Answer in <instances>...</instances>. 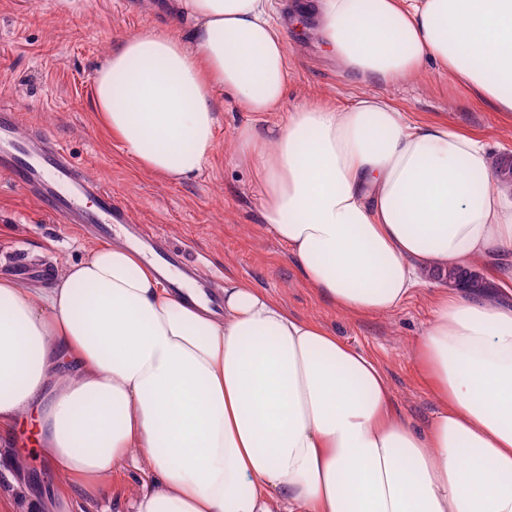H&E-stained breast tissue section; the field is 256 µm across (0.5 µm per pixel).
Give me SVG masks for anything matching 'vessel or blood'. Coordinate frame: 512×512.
Wrapping results in <instances>:
<instances>
[{"mask_svg": "<svg viewBox=\"0 0 512 512\" xmlns=\"http://www.w3.org/2000/svg\"><path fill=\"white\" fill-rule=\"evenodd\" d=\"M0 172L27 194L40 210L77 225L97 238L120 236L139 249L161 280L186 299L219 307L211 277L193 264L185 250L146 230L111 189L85 177L80 165L57 140L46 135L20 136L12 107L0 104Z\"/></svg>", "mask_w": 512, "mask_h": 512, "instance_id": "b4317fda", "label": "vessel or blood"}]
</instances>
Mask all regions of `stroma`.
Listing matches in <instances>:
<instances>
[{
    "label": "stroma",
    "mask_w": 512,
    "mask_h": 512,
    "mask_svg": "<svg viewBox=\"0 0 512 512\" xmlns=\"http://www.w3.org/2000/svg\"><path fill=\"white\" fill-rule=\"evenodd\" d=\"M167 0H139L128 13L114 0H0V99L15 103L23 129H42L62 142L85 174L112 188L139 222L184 244L216 279L250 282L280 299L293 315L316 320L347 343L374 357L384 368L399 413L429 421L436 403L420 380L411 346L429 320L426 291H418L388 317L349 319L307 288L282 244L260 219L253 173L224 151L235 129L250 121L231 95L219 106L220 123L208 164L196 178L171 183L146 174L101 127L93 105V80L112 48L148 28L188 35L191 21L170 17ZM289 81L284 111L321 96L346 105L359 89L325 53L310 18L285 30ZM394 103L413 118L452 116L462 128L497 143L512 158V127L496 112L475 104L461 86L434 70L390 90ZM75 225L42 214L34 201L0 174V277L15 276L8 261L24 252L36 273L19 277L33 288L51 287L64 264L79 261L93 247ZM30 444L0 442V493L34 490L41 512H69L56 493V477ZM27 463L14 469L10 460Z\"/></svg>",
    "instance_id": "1"
}]
</instances>
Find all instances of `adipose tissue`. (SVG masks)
Returning <instances> with one entry per match:
<instances>
[{
    "mask_svg": "<svg viewBox=\"0 0 512 512\" xmlns=\"http://www.w3.org/2000/svg\"><path fill=\"white\" fill-rule=\"evenodd\" d=\"M171 9L189 39L128 37L94 79L101 124L143 171L198 176L232 93L254 120L225 150L314 294L363 317L436 269L491 289L430 292L412 354L436 412L417 425L379 363L321 323L232 279L212 315L105 242L44 291L0 278V437L34 420L76 512L131 461L132 512H512V183L484 137L386 94L430 66L511 122L512 0H303L294 14L362 91L274 123L289 69L273 0ZM436 278L443 280V282H438L440 287H461V288H480L484 287L482 278L480 275L471 269H448V271L444 273H438ZM448 284V285H447Z\"/></svg>",
    "mask_w": 512,
    "mask_h": 512,
    "instance_id": "adipose-tissue-1",
    "label": "adipose tissue"
}]
</instances>
